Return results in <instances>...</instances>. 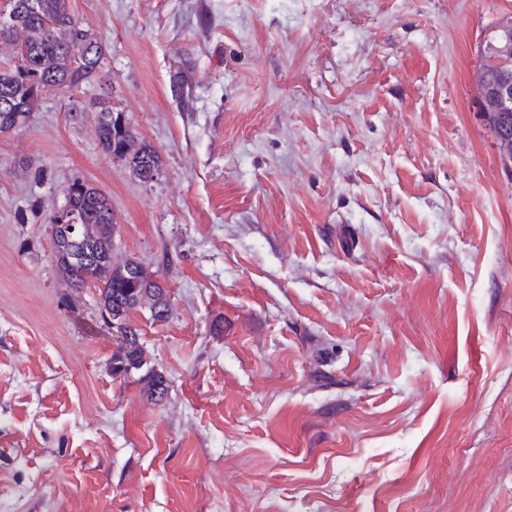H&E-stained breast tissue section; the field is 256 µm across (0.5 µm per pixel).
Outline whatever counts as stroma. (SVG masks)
Segmentation results:
<instances>
[{
  "label": "stroma",
  "instance_id": "1",
  "mask_svg": "<svg viewBox=\"0 0 512 512\" xmlns=\"http://www.w3.org/2000/svg\"><path fill=\"white\" fill-rule=\"evenodd\" d=\"M150 182L53 92L0 133V512H512V0H71ZM103 190L162 405L47 217ZM502 45L501 51L511 52L498 54V41H487L484 49L486 58H494L497 69L512 76V19H502L493 31ZM493 60L486 61L484 99L485 116L491 131L510 128L512 130V79L507 74L494 72ZM148 377L147 397L153 404H158L168 395L169 384L162 373L150 368L144 375Z\"/></svg>",
  "mask_w": 512,
  "mask_h": 512
}]
</instances>
